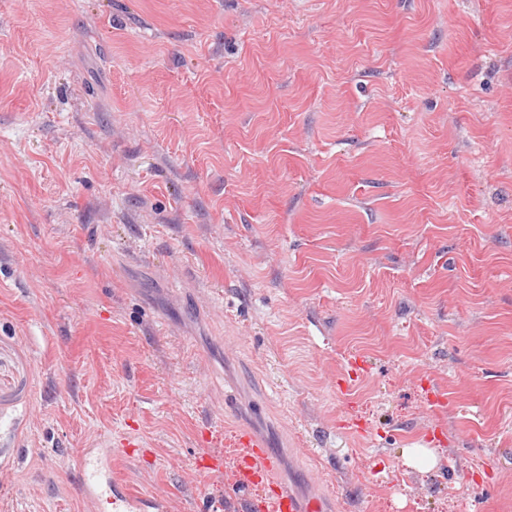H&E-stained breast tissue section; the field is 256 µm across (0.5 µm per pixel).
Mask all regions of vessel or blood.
I'll use <instances>...</instances> for the list:
<instances>
[{
  "label": "vessel or blood",
  "mask_w": 512,
  "mask_h": 512,
  "mask_svg": "<svg viewBox=\"0 0 512 512\" xmlns=\"http://www.w3.org/2000/svg\"><path fill=\"white\" fill-rule=\"evenodd\" d=\"M237 445L242 455V471L250 483H268L271 496L266 504L268 512H324L320 500L301 504L292 483L278 474V462L266 442L249 430H239ZM84 477L81 491L84 499L93 504L103 502L112 506V512H164L166 500L161 496L144 499L127 493L122 480L112 465V451L108 448H90L85 453Z\"/></svg>",
  "instance_id": "1"
}]
</instances>
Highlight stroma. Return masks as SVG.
<instances>
[{
	"label": "stroma",
	"instance_id": "obj_1",
	"mask_svg": "<svg viewBox=\"0 0 512 512\" xmlns=\"http://www.w3.org/2000/svg\"><path fill=\"white\" fill-rule=\"evenodd\" d=\"M512 512V0H0V512ZM410 448L433 451L421 471ZM237 445L242 455V471L250 484L266 482L270 486L271 496L268 502H262L259 510L269 512H327L323 503L311 499L302 510L300 498L292 483H286L278 474L277 459L269 451L266 442L252 431L241 429L237 432ZM84 460L81 491L86 501L96 505L105 501L113 512H164L163 496L144 499L126 492L112 466V448H89Z\"/></svg>",
	"mask_w": 512,
	"mask_h": 512
}]
</instances>
